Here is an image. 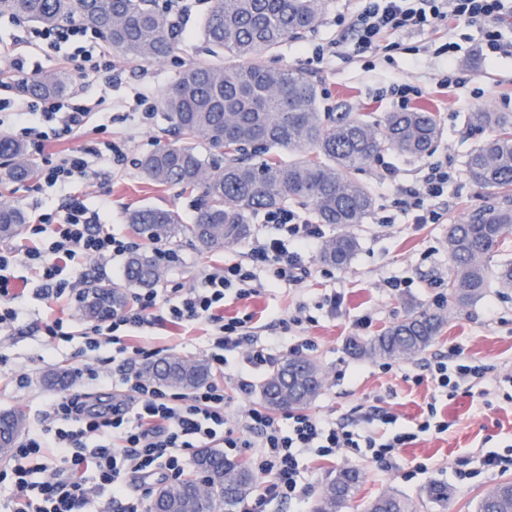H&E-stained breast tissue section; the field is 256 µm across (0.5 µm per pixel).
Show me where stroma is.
<instances>
[{"mask_svg": "<svg viewBox=\"0 0 512 512\" xmlns=\"http://www.w3.org/2000/svg\"><path fill=\"white\" fill-rule=\"evenodd\" d=\"M325 7L318 27L303 38L288 40L263 60L272 66L302 68L313 76L322 89V105L336 108L347 105L355 112H394L398 104L389 91L391 83H406L421 90L412 99L411 109L426 108L436 112L442 139L433 155L427 158L383 152L369 167L358 172L359 180L370 186L376 198L372 215L355 232L358 249L344 268L329 267L318 257L310 259V276L299 284L278 283L260 289L246 300L226 296L224 314L228 317L252 314L261 335L275 334L273 318L303 309L309 321L304 334L314 346L308 355L324 370L326 382L308 413L341 422H351L361 411L382 404L397 418L396 424L380 426L379 432L390 435L413 427L425 412L428 402H436L438 413L448 422L442 434L422 435L400 449L396 469H379L365 453H352L331 460L303 451L299 456L302 478L310 482L312 492H319L331 474L342 468L359 470L364 483L357 500L345 512H361L362 501L384 492H396L417 502L418 512H476V505L489 487L512 480V470L486 472L478 460L487 452L502 451L512 445V401L507 393L512 385V290L505 294L490 293L480 301L448 314V322L435 343L413 358L386 361L355 358L345 350L351 336H371L406 315L413 308L438 309L451 262L446 238L448 226L462 219L482 204L485 191L465 174L464 155L478 141L470 132L466 113L483 109L512 113V55L484 58L480 44L483 27L464 20H451L437 29L400 35L404 45L414 47V54L395 52L385 55L373 50L356 56L346 44L347 32L338 26L336 17L357 8L355 0H324ZM203 8H196L185 20V32L176 42L174 54L166 60L146 66H129L113 61L120 78L104 83L84 78L71 57L77 46H94L102 42L101 33L53 46L34 34L32 24L14 25L0 17V46L9 55L0 56V69H12L14 59H22L26 77L62 71L70 79V93L87 89L94 98H103L89 127L74 138L49 142L45 154L66 153L97 139L112 141L120 147L124 161L113 167L108 179L81 180L67 186H50L42 181L14 186L9 201L20 206L26 215L39 208L52 209L67 198L79 196L89 208L99 200L109 199L111 207L103 222L112 233L130 235L129 211L141 206H159L179 210L184 220H192L197 198L174 187H156L145 181L137 162L142 155L158 148L156 127L162 122L160 99L178 72L192 63L208 60L209 54L199 35ZM453 43L452 58L462 84L442 86L440 78L446 68L445 57L436 55L438 46ZM149 89V99L139 106L133 95ZM449 160L451 180L448 201L436 224H417L412 214L401 211L396 189L417 184L432 160ZM393 170V182H386V170ZM190 258L182 269L165 273V280L193 283L209 268L245 260L249 242L207 253L196 249L188 240L177 243ZM13 273L24 288V312L13 330L0 334V409H22L28 420H35L56 388L44 381L51 369L73 368L84 364L79 354L81 338L48 346L41 336L42 322L55 316H73L74 330H81L82 320L74 316L75 306L65 299H48L37 292V275L29 266L15 265ZM405 281L406 286L390 291L385 280ZM341 295L338 309H330L331 295ZM210 328L202 323L183 327L167 325L147 329L145 337H131V344L147 342L184 358H207ZM456 349L464 357L490 367L489 376L473 386L462 385L450 399L432 400L431 385L417 382L421 366L429 359L447 355ZM433 482L447 484L448 501L432 504L422 497L423 489Z\"/></svg>", "mask_w": 512, "mask_h": 512, "instance_id": "obj_1", "label": "stroma"}]
</instances>
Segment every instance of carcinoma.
Returning a JSON list of instances; mask_svg holds the SVG:
<instances>
[{
    "instance_id": "cac0c4a2",
    "label": "carcinoma",
    "mask_w": 512,
    "mask_h": 512,
    "mask_svg": "<svg viewBox=\"0 0 512 512\" xmlns=\"http://www.w3.org/2000/svg\"><path fill=\"white\" fill-rule=\"evenodd\" d=\"M321 0H210L200 22L202 37L216 60L181 71L160 100L165 126L158 137L169 143L139 162L144 179L158 187H177L200 194L193 223L185 224L173 208L140 207L128 215L132 229L150 242L190 238L202 251H218L246 240L252 217L260 210L309 204L318 224L336 228L326 238L319 259L347 266L357 248L354 228L372 214L375 197L355 174L384 150L423 157L433 153L442 136L436 113L329 112L321 103L316 80L301 68L272 67L261 56L289 38H300L320 23ZM0 15L52 29L79 20L103 30L113 56L140 65L162 61L175 41L151 0H0ZM63 72L18 82L31 97L64 93ZM470 130L493 135L480 139L465 155L463 167L487 190L484 204L448 225L452 263L442 305L436 311L409 313L373 336L351 337L346 351L357 358L416 356L440 335L445 310L465 308L491 285L512 290V261L490 266L512 235V113L469 112ZM299 154L287 158L283 151ZM39 169L25 143L0 134V184L34 181ZM26 216L17 206L0 202V240L24 231ZM155 254L133 253L124 283L102 279L85 282L78 310L83 319L103 322L128 305L131 287L148 289L160 282ZM143 377L165 388L191 392L212 378L204 360L161 356L140 368ZM324 384L320 365L307 357L273 362L260 384L263 405L272 411L305 408ZM27 427L20 409L0 411V459ZM362 474L336 471L313 502L312 512H342L355 498ZM257 486L255 473L217 445L196 450L191 474L162 483L149 512H239ZM363 512H414L413 505L392 492L362 504ZM477 512H512V481L487 490Z\"/></svg>"
}]
</instances>
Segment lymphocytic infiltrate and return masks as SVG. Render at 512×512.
<instances>
[{
    "instance_id": "1",
    "label": "lymphocytic infiltrate",
    "mask_w": 512,
    "mask_h": 512,
    "mask_svg": "<svg viewBox=\"0 0 512 512\" xmlns=\"http://www.w3.org/2000/svg\"><path fill=\"white\" fill-rule=\"evenodd\" d=\"M512 14L506 0H361L353 12L349 28L355 54L375 48L380 34L405 33L435 27L449 19L481 20L486 24L485 47L497 51L503 36L498 20ZM93 112L71 97H42L30 100L28 109L16 113L7 130L13 136L43 145L47 140H66L80 133ZM112 144L93 141L76 151L56 158H43L40 168L44 183H70L111 170ZM450 174L447 164L432 163L421 184L404 190L401 203L413 212L418 224H434L441 217L440 205L448 194ZM265 235L255 238L246 263H234L206 271L190 287L174 285L147 289L132 297V304L113 316L108 327L89 325L82 329L86 351L101 354V367L85 369L95 385L119 392L120 400L96 406L83 391H67L55 397L49 407L16 446L12 461L14 489L9 512H91L90 507L102 487L112 495L102 512H145L143 496L132 493L133 482L154 475L176 477L182 473L187 455L214 443L228 448H252V468L262 482L246 512H261L266 501L283 499L303 503L310 488L298 471L299 451L312 448L323 457H338L367 449L382 469L397 466L398 449L426 433L447 432L448 423L439 419L435 403L415 430L386 438L372 434L375 423H395V416L378 406L361 416L357 426L328 422L306 412H286L274 416L262 405L241 411L235 422L224 416V385L212 382L191 393H173L131 371L138 360L154 357L152 349L134 346L127 332L153 326L155 310L165 309L174 324L203 322L212 329L209 362L223 369L226 355L240 352L237 387L248 392L251 374L269 365L280 348L299 355L310 349L309 340L294 335L302 320L281 319L283 335L256 336L251 315L225 318L224 297L235 291L239 298L256 294V269H266L272 281L301 282L309 273L306 258L319 244L320 225L281 208L266 212ZM99 211L73 198L63 209L41 214L29 225L27 241L21 247L0 249V333L9 332L24 307V295L17 292L9 272L23 261L38 273L40 292L48 298L74 293V280L63 275L76 257L107 260L137 250L135 241L99 230ZM55 225L54 236H46L47 225ZM452 361L437 360L427 371L439 395L453 397L462 384H478L487 373L478 361L453 351ZM119 369L108 372L107 366ZM54 451L52 469L40 463L42 449Z\"/></svg>"
}]
</instances>
